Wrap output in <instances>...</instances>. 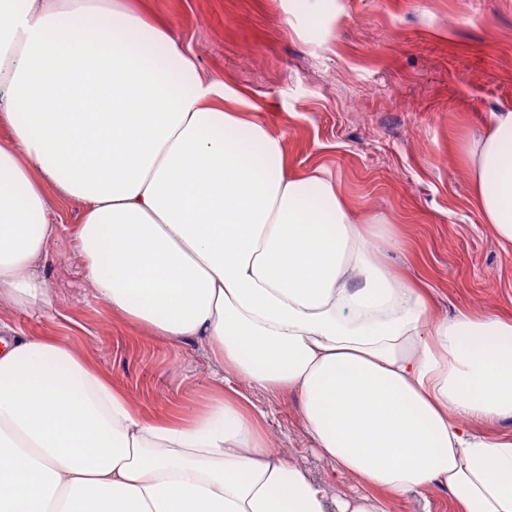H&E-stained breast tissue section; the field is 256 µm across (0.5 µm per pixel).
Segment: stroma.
Instances as JSON below:
<instances>
[{
	"label": "stroma",
	"mask_w": 512,
	"mask_h": 512,
	"mask_svg": "<svg viewBox=\"0 0 512 512\" xmlns=\"http://www.w3.org/2000/svg\"><path fill=\"white\" fill-rule=\"evenodd\" d=\"M172 23L202 74L225 82L285 138L290 168L324 166L359 216L379 259L421 286L436 317L512 314V251L483 222L467 147L491 112L512 105V0H323L316 35L292 27L286 0H137ZM59 233L41 270L51 285L40 310L0 303L17 334L64 343L125 390L144 418H177L217 392L218 365L204 342L181 348L112 314L81 274L82 207L52 198ZM234 386L260 409L274 450L331 482L299 417L295 394ZM390 512H459L447 488L395 497Z\"/></svg>",
	"instance_id": "1"
}]
</instances>
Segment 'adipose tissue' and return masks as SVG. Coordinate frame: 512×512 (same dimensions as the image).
I'll return each instance as SVG.
<instances>
[{
    "instance_id": "1",
    "label": "adipose tissue",
    "mask_w": 512,
    "mask_h": 512,
    "mask_svg": "<svg viewBox=\"0 0 512 512\" xmlns=\"http://www.w3.org/2000/svg\"><path fill=\"white\" fill-rule=\"evenodd\" d=\"M204 78L172 29L117 0H0V302L41 309L51 196L80 202L87 281L115 315L225 373L296 392L319 455L356 492L273 451L239 391L148 421L47 336L0 337V512H389L448 489L512 512V316L433 318L376 258L324 167ZM512 247V106L467 149Z\"/></svg>"
}]
</instances>
